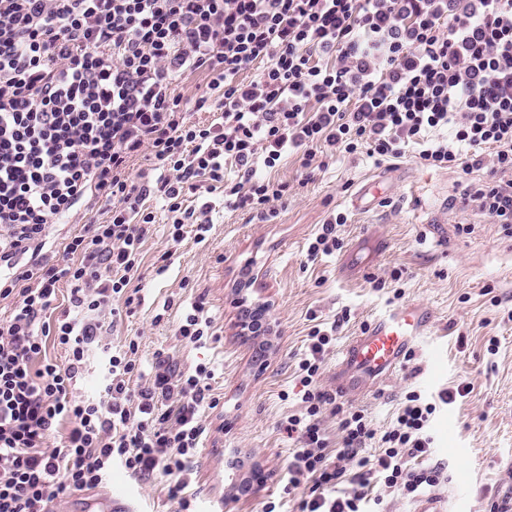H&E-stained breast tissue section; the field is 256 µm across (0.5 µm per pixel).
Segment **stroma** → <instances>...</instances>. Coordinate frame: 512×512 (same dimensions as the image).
<instances>
[{"instance_id":"obj_1","label":"stroma","mask_w":512,"mask_h":512,"mask_svg":"<svg viewBox=\"0 0 512 512\" xmlns=\"http://www.w3.org/2000/svg\"><path fill=\"white\" fill-rule=\"evenodd\" d=\"M257 174L288 184L276 217L225 209L223 195L213 194L200 241L190 233L173 242L164 200L150 197L156 219L144 244L142 305L112 334L116 343L138 337L143 370L163 353L181 366L203 362L214 371L220 404L203 414L189 487L196 512H259L267 500L279 512H295L302 491L283 490L293 443L282 424L300 411L296 370L311 328L332 333L320 387L335 395L343 346L376 316L410 303L432 315L424 340L356 404L380 434L406 394L420 393L436 406L431 459L444 468L437 492L450 512H512V233L465 191L486 170L467 176L422 166L410 154L377 160L343 153L324 170L301 169L292 157ZM364 188L372 199L354 208ZM340 213L347 218L338 231L341 249L310 258L319 228ZM198 302L215 336L195 348L175 330ZM256 302L272 306V330L261 340L240 329L242 306ZM435 349L443 367L434 376ZM462 387L466 396L440 403L441 392ZM169 482L160 472L150 481L135 478L116 464L92 494L118 490L135 512H179L166 494Z\"/></svg>"}]
</instances>
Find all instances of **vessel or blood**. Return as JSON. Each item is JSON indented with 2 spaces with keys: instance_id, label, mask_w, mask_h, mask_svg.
<instances>
[{
  "instance_id": "vessel-or-blood-1",
  "label": "vessel or blood",
  "mask_w": 512,
  "mask_h": 512,
  "mask_svg": "<svg viewBox=\"0 0 512 512\" xmlns=\"http://www.w3.org/2000/svg\"><path fill=\"white\" fill-rule=\"evenodd\" d=\"M428 324L427 313L412 304L377 318L343 350L336 374L337 391L354 397L392 375L424 336Z\"/></svg>"
}]
</instances>
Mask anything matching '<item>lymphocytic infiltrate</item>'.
<instances>
[{
	"label": "lymphocytic infiltrate",
	"instance_id": "1",
	"mask_svg": "<svg viewBox=\"0 0 512 512\" xmlns=\"http://www.w3.org/2000/svg\"><path fill=\"white\" fill-rule=\"evenodd\" d=\"M257 63L256 78L241 80ZM196 74L207 91L183 102L172 82ZM193 111L216 118L196 122ZM410 148L428 167L489 168L468 196L512 223V0L453 13L448 0H0V265L12 270L0 280L11 305L0 319V512H51L60 496L101 485L116 461L141 479L163 471L169 498L190 512L183 492L201 411L218 405L214 372L160 353L142 373L137 339L113 346L102 321L114 302L129 314L140 304L130 284L155 221L151 192L179 242L197 221L187 194L220 189L226 208L262 215L288 185L256 178L257 167ZM139 156L164 169L156 186L132 176ZM82 202L106 206L108 221L85 218L55 260H38L49 226ZM64 284L68 308L55 316ZM330 341L310 331L301 411L284 425L288 486L310 482L297 512H364L374 486L413 497L438 485L436 407L414 392L379 437L351 409L330 451L321 415L331 398L318 387ZM51 346L65 361L48 357ZM93 354L99 386L85 397L76 385ZM374 439L377 454L365 455ZM347 479L355 490H341Z\"/></svg>",
	"mask_w": 512,
	"mask_h": 512
}]
</instances>
